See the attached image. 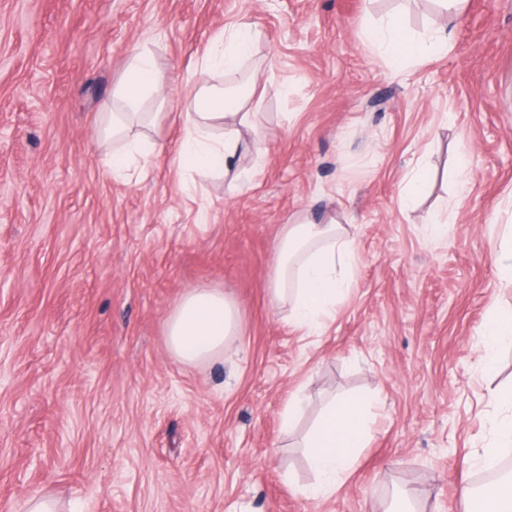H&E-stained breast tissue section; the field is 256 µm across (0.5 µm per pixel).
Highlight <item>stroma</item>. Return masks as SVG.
I'll return each mask as SVG.
<instances>
[{
  "label": "stroma",
  "mask_w": 512,
  "mask_h": 512,
  "mask_svg": "<svg viewBox=\"0 0 512 512\" xmlns=\"http://www.w3.org/2000/svg\"><path fill=\"white\" fill-rule=\"evenodd\" d=\"M391 13L419 40L451 30L447 51H375ZM235 23L257 32L265 147L237 190L171 162L201 57ZM145 46L169 76L144 106L159 151L117 182L97 125ZM328 216L359 262L310 336L271 300L274 246ZM510 222L512 0L459 18L437 0H0V512L36 494L60 512H464L512 385V346L489 370L476 350L490 298L512 305L493 252ZM201 288L237 302L241 332L187 365L165 321ZM334 398L379 405L314 501L302 441Z\"/></svg>",
  "instance_id": "obj_1"
}]
</instances>
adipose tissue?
<instances>
[{
	"label": "adipose tissue",
	"instance_id": "adipose-tissue-1",
	"mask_svg": "<svg viewBox=\"0 0 512 512\" xmlns=\"http://www.w3.org/2000/svg\"><path fill=\"white\" fill-rule=\"evenodd\" d=\"M377 48L392 59L401 60L420 54L430 46L444 50L448 37L444 31L431 33L428 43H420L405 32L398 16L390 15L370 36ZM253 51L248 24H240L219 35L204 56L200 73L211 77L221 71L237 69ZM167 83V75L146 47L130 57L116 84L113 96L120 111L107 113L101 134L119 145L112 155L113 178L131 182L139 179L155 153L154 143L133 128L153 120L143 106L158 95ZM257 77H250L245 92L226 91L216 85H203L185 114L183 136L174 158L179 168L224 170L235 158L240 131L226 127L223 135L213 132L217 123L237 115L246 100L255 96ZM358 261L354 239L344 225H284L275 244L270 291L288 308L294 324L314 334L330 318L337 302L350 290ZM239 307L236 301L216 289H199L186 294L166 324L168 347L175 358L188 364L216 360L226 345L239 335ZM512 339V307L491 303L487 323L480 335L479 349L485 366H493L500 341ZM366 400L330 404L318 426L307 436L308 465L317 480L309 486L310 499L330 495L337 482L358 461V450L366 434Z\"/></svg>",
	"mask_w": 512,
	"mask_h": 512
}]
</instances>
